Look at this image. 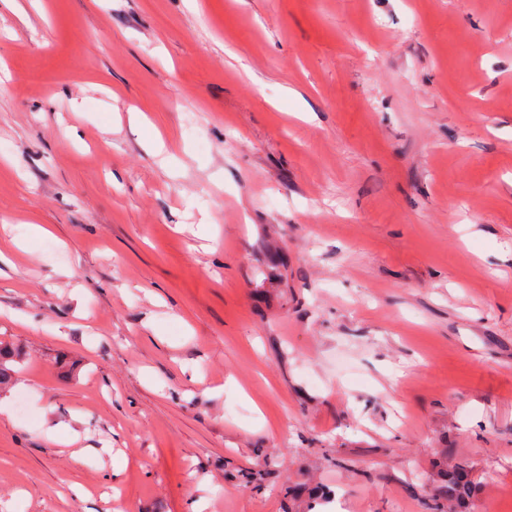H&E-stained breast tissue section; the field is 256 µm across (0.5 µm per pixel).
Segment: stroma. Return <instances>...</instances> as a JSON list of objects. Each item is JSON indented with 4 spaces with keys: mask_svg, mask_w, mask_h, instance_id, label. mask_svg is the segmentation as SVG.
I'll list each match as a JSON object with an SVG mask.
<instances>
[{
    "mask_svg": "<svg viewBox=\"0 0 512 512\" xmlns=\"http://www.w3.org/2000/svg\"><path fill=\"white\" fill-rule=\"evenodd\" d=\"M0 72V512H512V0H0ZM473 480L465 465L458 464L447 470L444 477L438 481L427 493L426 503L431 512H445V505H454L456 512L459 504H463L471 495Z\"/></svg>",
    "mask_w": 512,
    "mask_h": 512,
    "instance_id": "stroma-1",
    "label": "stroma"
}]
</instances>
